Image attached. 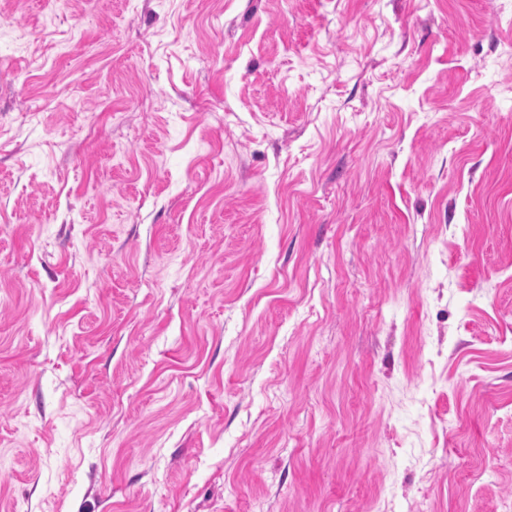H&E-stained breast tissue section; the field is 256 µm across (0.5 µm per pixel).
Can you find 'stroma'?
<instances>
[{"label": "stroma", "instance_id": "stroma-1", "mask_svg": "<svg viewBox=\"0 0 512 512\" xmlns=\"http://www.w3.org/2000/svg\"><path fill=\"white\" fill-rule=\"evenodd\" d=\"M0 512H512V0H0Z\"/></svg>", "mask_w": 512, "mask_h": 512}]
</instances>
